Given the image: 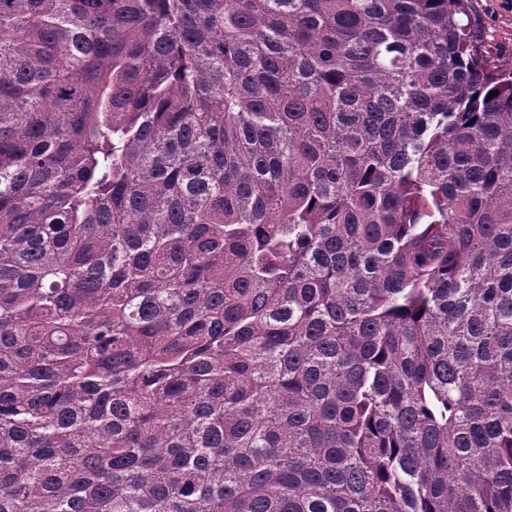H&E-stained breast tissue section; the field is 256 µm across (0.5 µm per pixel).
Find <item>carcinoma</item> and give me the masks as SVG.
Returning a JSON list of instances; mask_svg holds the SVG:
<instances>
[{
	"instance_id": "1",
	"label": "carcinoma",
	"mask_w": 512,
	"mask_h": 512,
	"mask_svg": "<svg viewBox=\"0 0 512 512\" xmlns=\"http://www.w3.org/2000/svg\"><path fill=\"white\" fill-rule=\"evenodd\" d=\"M469 2L0 0V512H512Z\"/></svg>"
}]
</instances>
